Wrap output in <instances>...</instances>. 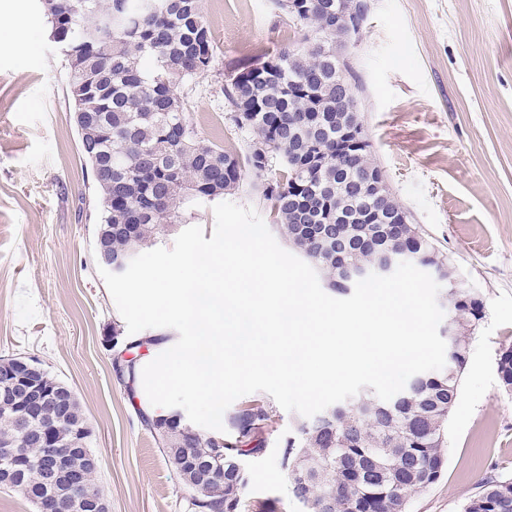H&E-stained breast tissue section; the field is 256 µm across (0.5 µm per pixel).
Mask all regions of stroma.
<instances>
[{
  "label": "stroma",
  "mask_w": 512,
  "mask_h": 512,
  "mask_svg": "<svg viewBox=\"0 0 512 512\" xmlns=\"http://www.w3.org/2000/svg\"><path fill=\"white\" fill-rule=\"evenodd\" d=\"M353 53L359 108L388 186L482 298L445 469L408 512H463L490 477H512V394L497 358L512 345V0H369ZM217 45L212 70L182 86L204 138L243 150L222 88L247 57L302 38L270 0H201ZM29 24L20 53L0 31V356L37 358L76 392L112 512H190L179 474L141 424L146 394L112 372L103 343L125 329L92 261L100 208L79 148L65 61L40 0H0ZM271 409L264 454L244 460L240 512H306L281 465L298 414Z\"/></svg>",
  "instance_id": "stroma-1"
}]
</instances>
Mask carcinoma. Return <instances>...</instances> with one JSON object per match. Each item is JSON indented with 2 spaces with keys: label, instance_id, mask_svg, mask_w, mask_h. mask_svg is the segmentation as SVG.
Segmentation results:
<instances>
[{
  "label": "carcinoma",
  "instance_id": "1",
  "mask_svg": "<svg viewBox=\"0 0 512 512\" xmlns=\"http://www.w3.org/2000/svg\"><path fill=\"white\" fill-rule=\"evenodd\" d=\"M295 27L312 38L275 54H256L230 71L223 93L235 125L250 139L239 153L200 137L176 92L184 82L207 77L216 43L200 0H52L44 9L51 33L66 61L73 120L94 192L101 202L95 233H112V258L135 257L173 224L187 222V204L219 200L239 190L248 176L262 179L261 195L276 218V230L292 250L322 275L325 286L345 293L353 286L336 271L340 260L371 267L378 252L359 244L370 232L385 247L412 252L419 265L452 264L415 224L376 223L373 190L361 182L374 161L370 144L358 156L336 160L342 123L363 124L355 96H336V74L351 72L350 57L326 55L322 45L347 40L367 21L368 0H273ZM94 113L100 127L83 131V117ZM305 140L326 160L306 188L311 218L299 223L288 189L300 181L293 143ZM112 170V180L100 171ZM357 211L368 223H336V212ZM448 319L456 348L447 368L419 374L415 386L388 401L366 394L336 405L325 419L300 420L288 438L282 464L288 466L296 498L314 505L310 512H407L410 495L434 484L443 471L448 417L455 406L472 335L484 318L480 296L461 281L448 282ZM499 381L512 392V345L497 361ZM271 419L256 401L224 417L222 433L198 430L173 413L146 421L160 439L169 464L186 456H205L224 447L218 480L200 493L209 512H238L246 485L240 458L259 454V437ZM86 423L81 403L53 422L65 441L63 450L82 448L74 436ZM223 439L219 444L217 439ZM38 448L17 430L13 415L0 417V468L8 464L7 446ZM464 512H512V477L491 478L466 503Z\"/></svg>",
  "mask_w": 512,
  "mask_h": 512
}]
</instances>
